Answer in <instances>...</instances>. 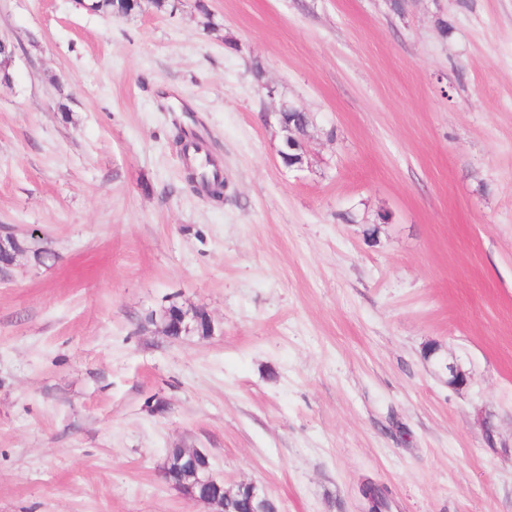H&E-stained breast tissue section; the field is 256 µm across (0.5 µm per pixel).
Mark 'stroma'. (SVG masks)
I'll list each match as a JSON object with an SVG mask.
<instances>
[{"mask_svg": "<svg viewBox=\"0 0 512 512\" xmlns=\"http://www.w3.org/2000/svg\"><path fill=\"white\" fill-rule=\"evenodd\" d=\"M390 3L0 0V227L52 254L0 281V512H212L170 448L280 512H366L368 479L512 512V0ZM287 112L293 113L299 112V110L284 105L278 112H275L274 114L277 116V119L281 124V128L287 132V135L284 136L283 148L279 151V155L282 163L286 167L290 168L296 165L294 161L296 160L297 156H300L301 161H303V156L305 155V145L300 139H297L289 134V127L287 128L284 126L283 119L284 115H287ZM210 153L205 155V163L192 165L187 164L186 180L196 191L205 192L212 198H221L224 190V181L211 180L205 173L209 167H215ZM246 490L245 499L247 501L249 512H269L273 506L269 496L254 484H243L239 486Z\"/></svg>", "mask_w": 512, "mask_h": 512, "instance_id": "stroma-1", "label": "stroma"}]
</instances>
